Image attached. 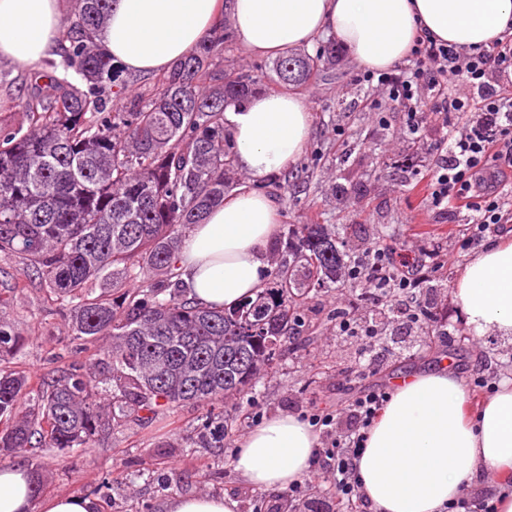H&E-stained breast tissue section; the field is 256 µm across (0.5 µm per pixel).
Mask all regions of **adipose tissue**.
Masks as SVG:
<instances>
[{
  "instance_id": "1",
  "label": "adipose tissue",
  "mask_w": 512,
  "mask_h": 512,
  "mask_svg": "<svg viewBox=\"0 0 512 512\" xmlns=\"http://www.w3.org/2000/svg\"><path fill=\"white\" fill-rule=\"evenodd\" d=\"M228 17L249 53L276 57L333 35L355 64H404L421 33L459 47L486 46L512 31V0H114L98 41L130 72L168 71ZM66 25L60 0H0V60L37 68ZM225 124L248 184L192 225L180 253L182 280L197 303L232 307L254 297L269 270L278 230L275 199L257 182L293 166L312 132L304 97L267 93L228 107ZM455 303L475 335H512V238L484 245L464 265ZM468 391L445 368L401 380L378 412L357 462L371 512H441L476 474L497 476V512H512V378L474 413ZM318 437L297 417L278 415L241 442L232 465L250 486L284 488L311 468ZM35 477L0 469V512H97L94 500L57 495L33 504Z\"/></svg>"
}]
</instances>
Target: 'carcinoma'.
I'll return each mask as SVG.
<instances>
[{"mask_svg":"<svg viewBox=\"0 0 512 512\" xmlns=\"http://www.w3.org/2000/svg\"><path fill=\"white\" fill-rule=\"evenodd\" d=\"M112 0H76L61 60L44 64L42 93L25 102L28 127H0V252L30 262L49 298L70 302L82 356L35 385L0 369V452L66 455L96 447L112 426L245 391L267 370L294 313L336 284L351 256L334 224H289L276 287L231 310L186 295L178 272L187 230L224 201L234 147L224 112L262 77L214 73L224 30L208 36L125 112L106 109L114 65L97 42ZM324 52L273 65L298 88ZM294 70H288V66ZM112 283H93L107 271ZM24 339L0 324V363ZM205 417L199 435L224 447Z\"/></svg>","mask_w":512,"mask_h":512,"instance_id":"obj_1","label":"carcinoma"}]
</instances>
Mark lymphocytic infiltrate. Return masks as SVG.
Returning <instances> with one entry per match:
<instances>
[{
  "label": "lymphocytic infiltrate",
  "instance_id": "1",
  "mask_svg": "<svg viewBox=\"0 0 512 512\" xmlns=\"http://www.w3.org/2000/svg\"><path fill=\"white\" fill-rule=\"evenodd\" d=\"M356 82L378 90L372 108H403L406 134H419L432 117L440 118L437 161L423 180L433 204L450 203L454 214H470L463 246H470L490 225L512 223V207L504 199L505 193H512L511 37L486 48L465 49L422 35L406 64L357 73ZM443 265L434 253L380 246L370 250L366 265L349 268L347 277L375 288L398 289L406 301L403 314L416 322L433 316L430 308L411 303L418 281ZM389 398L383 388L362 391L337 412L308 417L318 429H331L339 421L346 424L327 447L318 449L312 463L314 471H332L341 498H364L357 461L370 426Z\"/></svg>",
  "mask_w": 512,
  "mask_h": 512
}]
</instances>
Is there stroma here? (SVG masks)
I'll use <instances>...</instances> for the list:
<instances>
[{
    "label": "stroma",
    "mask_w": 512,
    "mask_h": 512,
    "mask_svg": "<svg viewBox=\"0 0 512 512\" xmlns=\"http://www.w3.org/2000/svg\"><path fill=\"white\" fill-rule=\"evenodd\" d=\"M216 60L223 70L262 75L264 91L281 89L272 59L251 55L237 42L221 46ZM358 71L349 55L331 56L299 88L313 117L311 138L288 171L289 188L266 181L260 189L276 199L280 224L343 225L339 237L350 253L380 244L447 255L423 296L436 302L449 337L426 336L400 319L384 321L377 339L337 330V306L349 310L351 320L364 315L347 279H339L300 308L272 371L252 390L160 411L148 422L114 428L95 448L1 459L37 474L39 498L79 494L96 498L98 512H167L169 501L180 495L226 493L238 500L239 512H266L280 502L281 490L251 488L232 466L240 442L264 420L332 412L359 391L391 388L401 375L446 361L476 399L512 376V340L469 334L453 301V288L474 251L460 245L463 225L450 222L421 190L422 175L436 162L432 146L439 126L431 125L417 142L402 135V113L374 112L366 90L354 81ZM36 93L26 71L1 60L0 126L21 124L23 105ZM0 322L23 336L15 366L31 376L49 371L51 354L70 350L60 302L46 296L40 279L24 273L18 257L3 252ZM208 415L232 424L223 447L196 441L200 420Z\"/></svg>",
    "instance_id": "1"
}]
</instances>
